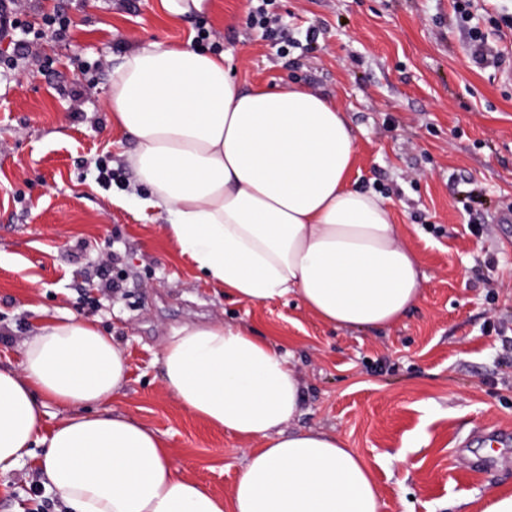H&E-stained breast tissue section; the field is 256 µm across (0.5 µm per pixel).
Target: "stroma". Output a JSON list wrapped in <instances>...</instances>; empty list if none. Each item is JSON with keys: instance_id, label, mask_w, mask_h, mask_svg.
<instances>
[{"instance_id": "35a3bbf8", "label": "stroma", "mask_w": 512, "mask_h": 512, "mask_svg": "<svg viewBox=\"0 0 512 512\" xmlns=\"http://www.w3.org/2000/svg\"><path fill=\"white\" fill-rule=\"evenodd\" d=\"M251 0H213L177 22L157 0H26L22 17L64 9L0 73V365L41 317L96 321L128 354L114 410L157 430L181 472L230 496L250 444L195 418L165 389L164 340L187 322L242 323L278 343L303 378L298 428L336 431L370 465L382 512H477L512 493V39L476 63L455 0H274L286 33L249 24ZM230 55L238 85L293 83L333 97L356 134L351 174L380 195L428 277L399 324L337 330L296 298L237 301L207 282L158 213L118 195L134 181V139L106 108L112 72L147 43L197 48L199 28ZM85 86L82 97L73 89ZM113 180L96 181L98 159ZM117 254L122 288L85 281ZM38 458L0 477V512H60Z\"/></svg>"}]
</instances>
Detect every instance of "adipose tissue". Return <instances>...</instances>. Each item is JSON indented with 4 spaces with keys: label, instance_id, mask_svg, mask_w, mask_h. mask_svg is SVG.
<instances>
[{
    "label": "adipose tissue",
    "instance_id": "obj_1",
    "mask_svg": "<svg viewBox=\"0 0 512 512\" xmlns=\"http://www.w3.org/2000/svg\"><path fill=\"white\" fill-rule=\"evenodd\" d=\"M226 54L150 44L112 73L107 108L132 135L141 209L225 294L297 297L337 329L381 330L427 276L390 206L356 188V136L335 101L293 85L238 87ZM162 381L181 407L243 440L230 497L182 476L156 431L103 404L128 381L125 348L92 321L51 318L0 367V473L39 456L66 512H381L366 461L335 432L292 429L302 377L276 343L221 320L175 329ZM66 414L42 433L43 406Z\"/></svg>",
    "mask_w": 512,
    "mask_h": 512
}]
</instances>
